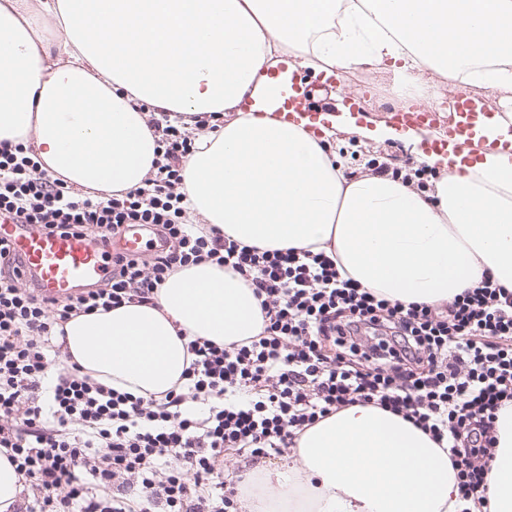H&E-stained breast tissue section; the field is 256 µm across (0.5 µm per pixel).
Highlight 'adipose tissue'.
<instances>
[{"instance_id": "obj_1", "label": "adipose tissue", "mask_w": 512, "mask_h": 512, "mask_svg": "<svg viewBox=\"0 0 512 512\" xmlns=\"http://www.w3.org/2000/svg\"><path fill=\"white\" fill-rule=\"evenodd\" d=\"M57 30L43 49L25 0H0V142L34 145L68 184L141 186L157 139L142 104L225 114L199 129L183 168L191 219L262 250L332 253L344 276L391 300L435 303L482 277L512 288V154L489 141L425 161L431 193L346 173L322 145L323 121L277 115L284 57L333 73L383 65L512 92V0H44ZM59 60H52V53ZM259 304L237 273L184 268L154 302L69 320L64 360L135 394L167 392L188 365L186 342L257 335ZM487 476L491 512H512V410L497 420ZM291 466L264 471L249 512H460L456 473L420 428L355 403L304 431Z\"/></svg>"}]
</instances>
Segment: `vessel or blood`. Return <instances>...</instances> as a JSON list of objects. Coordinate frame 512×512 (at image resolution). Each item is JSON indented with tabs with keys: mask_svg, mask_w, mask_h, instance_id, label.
<instances>
[{
	"mask_svg": "<svg viewBox=\"0 0 512 512\" xmlns=\"http://www.w3.org/2000/svg\"><path fill=\"white\" fill-rule=\"evenodd\" d=\"M455 101L456 109L448 115V137L464 149L471 145V128L482 108L463 91ZM319 105L318 94L307 88H295L285 97L280 112L314 114ZM388 118L403 126L430 128L437 124L435 113L424 105L392 111ZM0 240L21 257L22 276L33 278L47 298H57L106 279L112 271L115 253L141 255L158 247L157 241L145 238L143 228L136 225L127 228L116 243L104 246L74 237L48 236L9 218L0 221Z\"/></svg>",
	"mask_w": 512,
	"mask_h": 512,
	"instance_id": "obj_1",
	"label": "vessel or blood"
}]
</instances>
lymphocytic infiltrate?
<instances>
[{"label":"lymphocytic infiltrate","mask_w":512,"mask_h":512,"mask_svg":"<svg viewBox=\"0 0 512 512\" xmlns=\"http://www.w3.org/2000/svg\"><path fill=\"white\" fill-rule=\"evenodd\" d=\"M149 122L156 171L116 196L68 185L33 150L0 145L1 216L96 243L149 224L163 242L151 262L116 257L104 283L52 300L24 285L0 244V448L22 486L11 512H233L242 478L225 477L227 451L284 455L355 403L421 428L448 453L462 512H490L496 420L512 409V289L487 276L451 301L405 304L343 277L325 252L261 250L191 223L179 187L206 119ZM203 261L252 288L260 333L223 346L191 340L182 383L160 396L119 391L62 360L58 327L153 300Z\"/></svg>","instance_id":"f902f5d3"}]
</instances>
